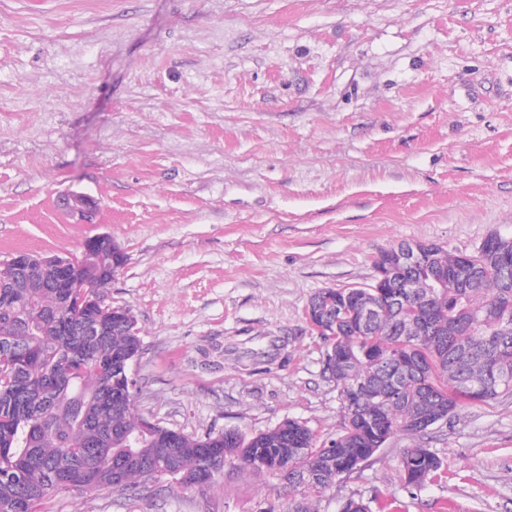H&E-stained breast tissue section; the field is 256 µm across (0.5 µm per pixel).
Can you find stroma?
I'll use <instances>...</instances> for the list:
<instances>
[{
	"mask_svg": "<svg viewBox=\"0 0 512 512\" xmlns=\"http://www.w3.org/2000/svg\"><path fill=\"white\" fill-rule=\"evenodd\" d=\"M97 205L92 222L68 195ZM512 236V0H0V266L126 256L134 410L201 436L340 400L305 309L373 281L383 248ZM405 487L398 436L315 497L370 512H512V398L465 405ZM300 492L228 464L205 492L50 496L44 512H290Z\"/></svg>",
	"mask_w": 512,
	"mask_h": 512,
	"instance_id": "35a3bbf8",
	"label": "stroma"
}]
</instances>
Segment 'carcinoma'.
Masks as SVG:
<instances>
[{
	"label": "carcinoma",
	"instance_id": "1",
	"mask_svg": "<svg viewBox=\"0 0 512 512\" xmlns=\"http://www.w3.org/2000/svg\"><path fill=\"white\" fill-rule=\"evenodd\" d=\"M493 251L468 252L419 243L448 270L445 288L430 303L425 288L401 299L392 288H324L309 304L322 308L328 322L314 328L326 345L323 373L343 396L356 382L364 389L351 413L341 412L335 433L319 440L309 426L288 419L247 437L235 432L204 436L181 434L174 460L179 474L152 467L166 447L154 433L131 446L146 419L133 413V392L119 378V364L141 352L138 328L113 319L104 304L112 282L108 271L120 257L102 244L88 246L73 266L77 288H55L38 259L33 271L18 275L0 268V512H43L53 493L112 487L105 461L131 447L139 464L124 471V490L149 492L169 480L200 491L212 485L204 452L222 450L243 470L268 476L259 456L281 454L288 463V487L301 491L291 512H314L309 498L368 462L389 440L423 437L419 414L448 415L452 421L466 402L491 404L512 396V237L492 233ZM476 278L463 285L455 277L461 257ZM365 303L377 305L363 323L352 316ZM79 316L98 324L93 336L72 327ZM334 448H329V445ZM443 460L418 441L403 449L401 478L421 486L437 477ZM317 473L314 480L296 477Z\"/></svg>",
	"mask_w": 512,
	"mask_h": 512
}]
</instances>
